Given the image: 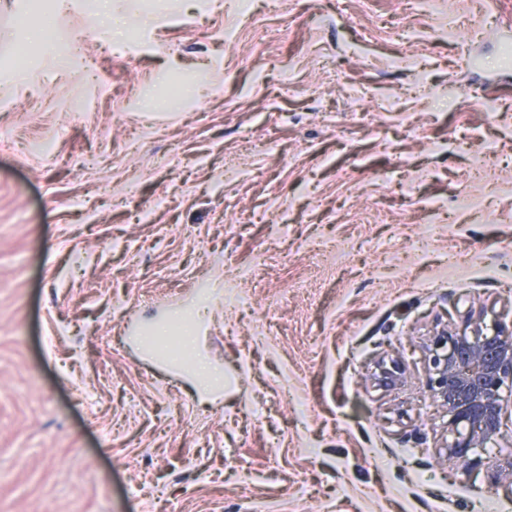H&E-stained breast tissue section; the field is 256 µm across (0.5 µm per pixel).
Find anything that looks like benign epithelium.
<instances>
[{
    "label": "benign epithelium",
    "instance_id": "1",
    "mask_svg": "<svg viewBox=\"0 0 512 512\" xmlns=\"http://www.w3.org/2000/svg\"><path fill=\"white\" fill-rule=\"evenodd\" d=\"M427 384L448 412L453 440L448 453L468 469L471 454L497 436L503 425L505 394L512 391V330L488 329L476 323L470 330L437 332L426 344ZM405 370L397 360L378 364L376 380L395 387Z\"/></svg>",
    "mask_w": 512,
    "mask_h": 512
}]
</instances>
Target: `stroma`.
<instances>
[{
    "mask_svg": "<svg viewBox=\"0 0 512 512\" xmlns=\"http://www.w3.org/2000/svg\"><path fill=\"white\" fill-rule=\"evenodd\" d=\"M52 2L0 0V512H512V400L461 473L425 356L512 324V0ZM194 311L223 390L142 342ZM375 379L385 388L395 387L404 380L405 370L398 360L382 361L378 364Z\"/></svg>",
    "mask_w": 512,
    "mask_h": 512,
    "instance_id": "stroma-1",
    "label": "stroma"
}]
</instances>
